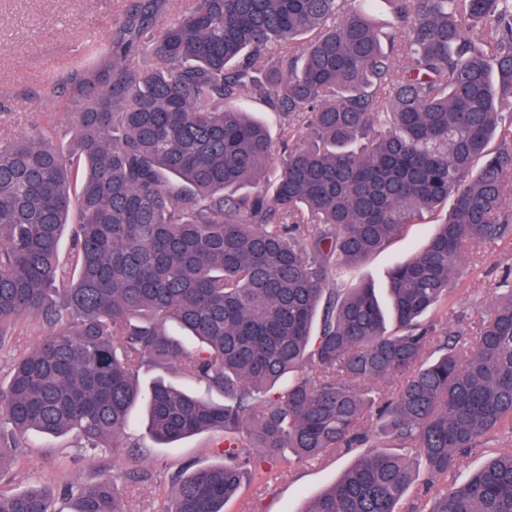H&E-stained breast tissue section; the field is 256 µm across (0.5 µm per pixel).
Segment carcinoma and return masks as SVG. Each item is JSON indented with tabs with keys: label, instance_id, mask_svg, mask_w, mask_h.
<instances>
[{
	"label": "carcinoma",
	"instance_id": "cac0c4a2",
	"mask_svg": "<svg viewBox=\"0 0 512 512\" xmlns=\"http://www.w3.org/2000/svg\"><path fill=\"white\" fill-rule=\"evenodd\" d=\"M169 2L127 0L108 44L43 85L70 145L48 127L0 139V349L44 330L0 387V471L30 431L116 448L140 405L158 442L224 434L162 512H225L287 454L365 445L302 512H512L511 451L457 476L512 434V274L475 339L422 320L469 249L512 236V0H388L384 40L377 0H193L166 23ZM244 97L284 115L280 156ZM441 212L390 271L389 309L335 287ZM156 365L221 402L141 385ZM147 480L72 486L71 512H128L120 486ZM0 512L57 509L31 487L0 491ZM512 451V439H507L498 445H495L493 448H483L476 451H473L471 454L464 456L460 460V467L458 470L459 479H463L466 477L471 471L479 468L483 463L490 458L491 456Z\"/></svg>",
	"mask_w": 512,
	"mask_h": 512
}]
</instances>
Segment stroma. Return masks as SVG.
<instances>
[{
  "label": "stroma",
  "mask_w": 512,
  "mask_h": 512,
  "mask_svg": "<svg viewBox=\"0 0 512 512\" xmlns=\"http://www.w3.org/2000/svg\"><path fill=\"white\" fill-rule=\"evenodd\" d=\"M126 0H0V137H12L41 126L52 127L58 142L71 139L73 120L63 102L40 97L43 83L55 76L73 56L88 33L108 41ZM433 219L407 225L383 249L353 265L341 280L344 288L367 284L384 295L389 271L419 250L436 230ZM512 269V237L492 248L467 254L457 292L447 305L427 315L437 332L468 327L478 311L492 308L499 296L494 288L506 269ZM224 436L210 432L172 444L154 442L141 410L131 414L130 428L116 449L92 453L73 438L28 434L14 453L16 464L0 473V490L19 491L37 484L47 487L64 508L71 485L93 484L113 472L138 467L151 478L123 486L129 512H158L172 489L177 469L216 462ZM362 451L336 453L325 463L283 459L269 484H253L227 512H302L306 503L333 485Z\"/></svg>",
  "instance_id": "obj_1"
}]
</instances>
